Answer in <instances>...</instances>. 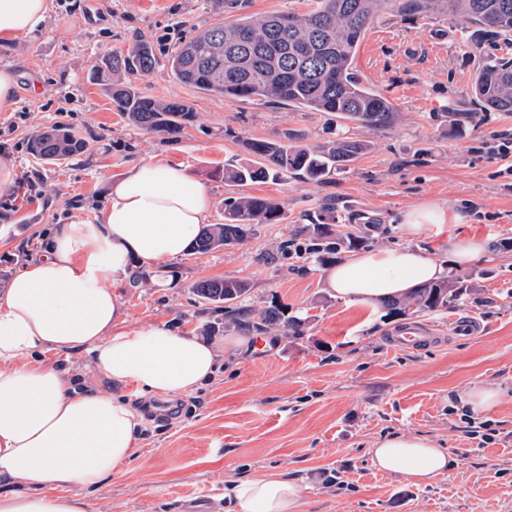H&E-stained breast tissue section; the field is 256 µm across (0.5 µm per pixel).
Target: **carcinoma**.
Segmentation results:
<instances>
[{"mask_svg":"<svg viewBox=\"0 0 512 512\" xmlns=\"http://www.w3.org/2000/svg\"><path fill=\"white\" fill-rule=\"evenodd\" d=\"M418 13L446 12L463 22L500 32H512V0H309L301 13H270L255 19L217 23L197 32L177 46L168 57L169 70L180 83L202 93L224 98L260 97L288 103L309 112L332 114L341 125L353 124L369 131L394 126L396 106L382 93L366 86L353 68L355 52L374 18L383 10ZM293 25L276 28V20ZM157 60L150 45L138 41L126 55L111 56L110 74L145 76ZM473 93L480 110L512 112V61L499 60L482 66L474 80ZM113 110L132 126L167 138H176L195 118L182 102L155 99L139 91L132 80L117 79L109 85ZM289 134L282 139H249L244 143L248 158L224 166V183L246 186L269 178L304 183H325L364 155L371 142L338 135L314 146ZM84 140L71 128L44 131L29 142L30 153L39 161L54 162L84 151ZM323 217L305 232L312 235L309 253L324 265L342 247L359 240L336 224L334 208L322 209ZM282 216L272 199L241 193L224 200V223L206 224L191 248L204 254L236 246L250 239L260 224H276ZM197 296L224 302L229 322L237 321L238 308L250 286L235 278L203 280L194 286ZM463 295L461 279H446L426 285L413 294L385 303L391 312L409 306L419 311L446 308ZM283 325L287 335H304L305 320L284 319L275 306L261 313L256 330Z\"/></svg>","mask_w":512,"mask_h":512,"instance_id":"1","label":"carcinoma"}]
</instances>
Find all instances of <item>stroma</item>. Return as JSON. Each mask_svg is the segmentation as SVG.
<instances>
[{
  "instance_id": "1",
  "label": "stroma",
  "mask_w": 512,
  "mask_h": 512,
  "mask_svg": "<svg viewBox=\"0 0 512 512\" xmlns=\"http://www.w3.org/2000/svg\"><path fill=\"white\" fill-rule=\"evenodd\" d=\"M303 10L302 0H237L231 8L217 0H50L39 30L1 43L0 69L12 70L17 86L12 111L0 112V162L15 172L0 193V293L62 225L94 220L110 184L139 162L186 167L212 198L210 223L220 224L225 198L238 192L225 184L224 166L242 159L245 139L292 133L315 143L337 131L332 115L198 92L166 65L173 48L216 23ZM137 39L158 59L137 86L197 114L176 140L129 125L92 77L93 66ZM511 42L510 33L444 15L382 14L353 66L393 100L399 123L367 133L368 152L330 182L248 185L284 215L247 242L154 267L132 263L118 288L130 324L165 323L216 341L247 334L267 343L269 355L225 351L212 381L170 403L125 386L145 420L139 451L123 474L87 490L90 512H225L228 482L269 473L302 486L296 512H512V252L498 249L512 237V172L487 155L512 141V113L477 114L472 97L478 67L512 58ZM53 126L78 131L85 151L50 164L33 158L31 137ZM432 202L456 218L425 240L431 256L447 260L452 236L489 242L484 259L448 269L471 276L474 295L437 312L391 317L336 299L322 265L293 238L329 203L362 249L399 247L402 213ZM224 277L250 286L246 313L232 325L223 305L193 291L198 281ZM270 306L304 319V335L257 332L253 312ZM456 320L475 322L477 335L454 332ZM410 322L444 334L420 350L389 349L391 333ZM484 387L499 389L502 400L484 415L498 435L482 447L464 431L459 395ZM393 434L432 438L454 468L420 485L377 471L368 450Z\"/></svg>"
}]
</instances>
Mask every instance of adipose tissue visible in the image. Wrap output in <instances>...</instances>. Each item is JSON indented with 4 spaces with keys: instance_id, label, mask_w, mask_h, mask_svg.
Wrapping results in <instances>:
<instances>
[{
    "instance_id": "adipose-tissue-1",
    "label": "adipose tissue",
    "mask_w": 512,
    "mask_h": 512,
    "mask_svg": "<svg viewBox=\"0 0 512 512\" xmlns=\"http://www.w3.org/2000/svg\"><path fill=\"white\" fill-rule=\"evenodd\" d=\"M49 10L50 0H0V42L31 34ZM211 210L209 193L187 168L139 163L112 183L95 221L62 226L0 295V512H89L85 490L122 472L144 428L119 388L172 399L215 376L223 353L217 342L164 324L130 326L117 293L131 259L181 258ZM447 222L439 204L407 211V245L349 256L326 269L327 288L344 302L377 305L444 277L447 265L421 242ZM49 352L87 355L115 392L42 363ZM370 457L379 471L417 484L455 465L447 449L419 436L382 439ZM224 495L239 512H296L302 488L272 474L235 481Z\"/></svg>"
}]
</instances>
